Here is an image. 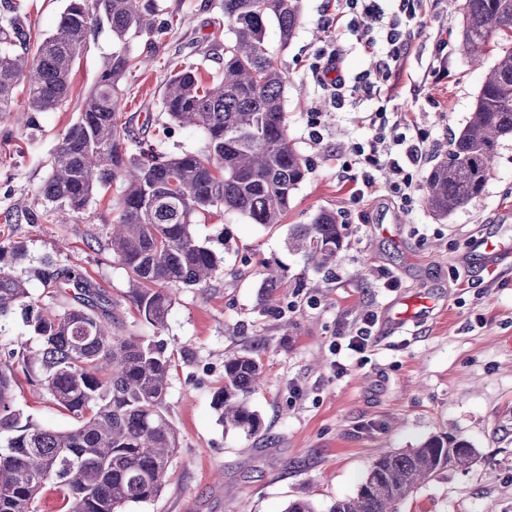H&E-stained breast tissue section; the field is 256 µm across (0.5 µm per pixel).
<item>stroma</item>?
<instances>
[{
  "label": "stroma",
  "instance_id": "stroma-1",
  "mask_svg": "<svg viewBox=\"0 0 512 512\" xmlns=\"http://www.w3.org/2000/svg\"><path fill=\"white\" fill-rule=\"evenodd\" d=\"M36 38L56 28L67 0H22ZM157 21L169 24L164 45L148 54L146 39L129 38L146 61L127 76L119 120L144 147L164 155L205 148L198 132L170 124L158 99L171 62L198 64L203 80L217 75L229 23L222 0H157ZM343 0H302V23L288 44L269 28L266 47L288 84V138L311 172L280 224L251 223L237 213L194 216L195 236L224 264L210 288H183L165 328L145 326L126 300L129 276L107 246L116 217V188L101 190L68 224L38 195L58 137L78 115L82 98L112 54L109 32L92 37L70 78L68 101L43 113V137L24 131L0 139V241L23 243L31 268L50 261L89 276L114 301L119 331L158 337L172 358L168 409L179 447L161 496L128 512H284L304 496L318 508L354 495L378 451L405 450L442 433L469 442L477 461L422 485L400 512H512V269L486 267L472 243L483 231L512 234V140H505L484 191L442 218L425 200L427 169L405 166L417 191L391 192L389 166L366 169L346 148L367 142L371 113L386 121L405 114L436 155L448 151L466 124L486 69L465 56L454 31L460 16L445 0L419 11L412 49L371 99L334 110L314 76L324 49L343 53L348 80L371 70L378 49L358 45L342 23ZM376 190H364V176ZM331 209L346 238L336 264L316 271L286 243L294 225ZM277 262L285 280L274 313L261 316L262 262ZM424 301L433 312L402 333L381 326L385 310ZM373 345L361 354L337 351L365 318ZM257 347L267 366L250 397L263 428L257 437L224 429L212 395L224 382V361ZM18 404L40 424L64 429L70 413L27 382Z\"/></svg>",
  "mask_w": 512,
  "mask_h": 512
}]
</instances>
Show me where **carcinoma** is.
Instances as JSON below:
<instances>
[{"instance_id":"carcinoma-1","label":"carcinoma","mask_w":512,"mask_h":512,"mask_svg":"<svg viewBox=\"0 0 512 512\" xmlns=\"http://www.w3.org/2000/svg\"><path fill=\"white\" fill-rule=\"evenodd\" d=\"M462 15L459 44L481 62L493 32L512 38V0H451ZM8 6L0 24V121L16 114L25 90L21 124L33 135L40 116L69 93V76L95 30L119 41L147 36L150 50L168 28L155 20L156 0H69L54 33L32 39ZM229 37L224 68L210 86L198 67L172 74L159 102L178 126L201 132L203 153L160 157L117 124L122 82L137 57L112 52L80 112L52 153L51 172L39 193L65 224L99 191L120 184L118 212L109 232L113 257L130 274L127 300L142 321L160 330L182 287L206 288L224 258L191 229L196 213L236 212L254 224H279L310 173L308 160L288 140L286 77L267 52V27L286 45L301 23V0H224ZM512 138V46L504 47L485 74L473 110L454 135L448 154L429 172L426 200L447 216L478 196L491 160ZM336 213L323 209L309 224H296L288 246L320 269L336 263L344 233ZM27 260L20 242H0V327L21 312L29 339L0 356V512H37L48 484L63 494L65 512H125L162 492L177 430L170 419L167 379L171 356L162 340L114 332V305L85 275L45 262L36 270L46 299L35 298L14 269ZM262 288L272 294L282 270L262 265ZM37 346H32V342ZM23 372L56 406L73 414L74 426L44 428L16 404V373ZM266 367L255 347L224 360V385L213 395L226 429L259 433L260 415L249 404ZM476 463L471 445L446 434L406 452L382 451L353 496L334 500L327 512H398L423 483L449 469Z\"/></svg>"}]
</instances>
